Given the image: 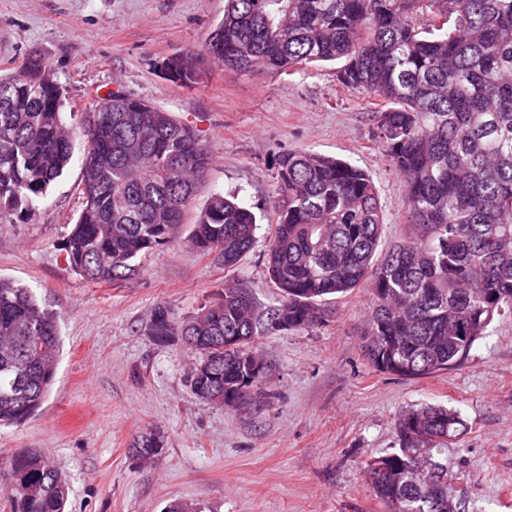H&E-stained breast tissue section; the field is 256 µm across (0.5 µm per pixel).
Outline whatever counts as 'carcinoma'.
<instances>
[{
    "instance_id": "obj_1",
    "label": "carcinoma",
    "mask_w": 512,
    "mask_h": 512,
    "mask_svg": "<svg viewBox=\"0 0 512 512\" xmlns=\"http://www.w3.org/2000/svg\"><path fill=\"white\" fill-rule=\"evenodd\" d=\"M206 54L227 69L281 72L342 60L336 80L385 102L374 138L406 191L408 236L381 249L383 213L366 171L312 152L277 162L276 222L268 273L282 303L264 307L243 282L187 322L158 305L144 335L159 345L190 341L194 394H225L237 410L250 378L221 351L224 337L253 352L257 335L307 331L327 321L329 299L371 295L362 330L374 369L419 378L461 366L502 312L512 313V0H225ZM50 67L28 58L25 76L0 75V217L25 213L72 159L64 97ZM170 80L197 72L171 60ZM86 130L82 203L63 260L93 283L136 273V261L177 236L210 164L207 150L172 113L127 96ZM256 214L245 199L215 194L190 247L233 268L251 249ZM60 353L56 315L32 291L0 278V426L41 407ZM459 412L407 410L384 469L363 473L388 512H461L448 501V440ZM164 437L136 435L129 453H161ZM11 512H65L60 467L24 450L0 468Z\"/></svg>"
}]
</instances>
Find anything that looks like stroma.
Masks as SVG:
<instances>
[{"label": "stroma", "mask_w": 512, "mask_h": 512, "mask_svg": "<svg viewBox=\"0 0 512 512\" xmlns=\"http://www.w3.org/2000/svg\"><path fill=\"white\" fill-rule=\"evenodd\" d=\"M224 0H0V74L29 55L50 65L64 90L73 159L33 215L0 220V277L32 289L59 315L56 379L43 405L19 426L0 427V463L35 448L69 484L67 512H387L362 463L396 447L395 422L420 404L460 410L465 429L448 445V466L466 512H512V315L457 368L406 379L376 371L361 330L370 296L330 305L325 326L262 336L269 367L238 412L199 400L193 354L160 346L143 328L158 305L187 321L246 282L266 307L281 296L267 270L277 160L312 151L351 161L372 178L384 215V245L408 232L402 177L374 142L379 99L343 88L337 63L277 74L240 73L205 53ZM197 56L196 83L168 79V59ZM146 100L190 127L211 164L175 242L142 256L136 275L93 283L62 259L82 202L88 116L108 93ZM244 190L261 219L240 264L224 268L188 248L192 225L217 193ZM161 431L163 453L133 458V438Z\"/></svg>", "instance_id": "1"}]
</instances>
